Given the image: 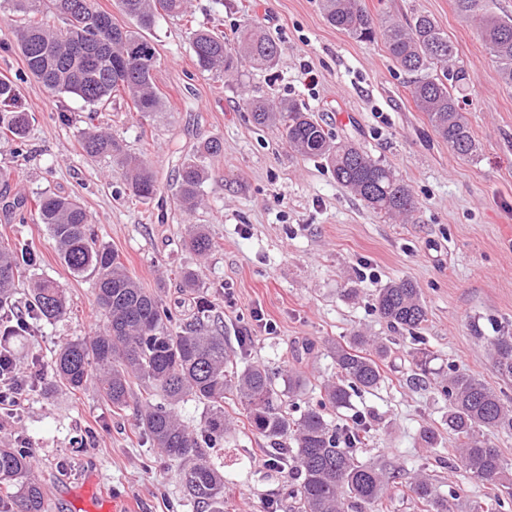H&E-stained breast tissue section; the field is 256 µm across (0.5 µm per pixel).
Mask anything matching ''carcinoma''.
Segmentation results:
<instances>
[{
    "instance_id": "1",
    "label": "carcinoma",
    "mask_w": 512,
    "mask_h": 512,
    "mask_svg": "<svg viewBox=\"0 0 512 512\" xmlns=\"http://www.w3.org/2000/svg\"><path fill=\"white\" fill-rule=\"evenodd\" d=\"M43 4L44 0H0V8L24 16L14 28L15 41L27 70L51 95H74L92 111L127 98L142 118L164 110L153 82L156 49L144 32L161 15L184 16L187 0H117L131 28L113 22L95 0H53L56 13L65 20V27L55 28L49 25ZM455 7L462 19L473 23L502 81L512 87V15L497 12L494 0H455ZM321 10L329 25L353 38L381 39L393 63L411 76L410 95L436 135L457 157L475 156L474 132L458 104L471 77L434 18L415 11L403 21H378L364 0H321ZM187 39L196 66L204 73L231 75L244 62L271 70L281 54L275 37L255 19L244 21L229 35L190 27ZM242 107L256 125L277 129L294 155L323 159L336 181L368 207L406 222L418 209L414 191L394 169L372 159L353 141L337 137L303 104L245 97ZM30 119L19 109L15 83L0 79V129L21 138ZM80 138L85 155L112 159L134 195H156L149 165L128 153L122 139L102 131L83 132ZM221 152V141L210 139L182 162L177 195L183 204L191 207L199 199L205 175L202 160ZM30 219L45 225L72 274L95 278V303L106 319L103 331L91 340L68 342L55 351L49 365L51 380L76 390L94 378L100 394L116 408L127 403L136 382L160 397L147 402L140 423L152 447L178 464L179 479L196 512H224V472L212 462V454L223 450L230 429L224 415L228 395L243 406L252 431L267 440L270 470L296 481L291 512H343L348 500L358 512H379L396 475L361 459L369 425L353 410L352 399L384 382L379 360L387 355L388 346L383 341L358 333L335 343L331 353L336 380L323 386L319 407L294 418L287 407L300 401L306 386L303 377L290 372L280 386L259 365L234 368L224 336L209 327L208 301H200L192 321H178L154 292L128 273L117 253L97 241L93 219L78 200L42 195L32 209L20 212L21 223ZM186 245L201 256L213 247L201 229L189 234ZM38 260L37 250L27 243H0L1 314L14 310L15 280ZM373 306L390 327L411 334L427 320L420 290L408 278L378 289ZM65 308L63 288L37 279L19 318L50 323L62 317ZM487 346L498 378L511 383L512 333L493 337ZM440 395L448 402L445 424L455 437L462 467L494 492L496 508H508L512 465L487 433L512 434V401L480 377L454 370L441 380ZM185 401L206 408L203 430L179 418L176 408ZM345 410L352 411L347 419H331V413ZM411 487L424 512H486L478 502L461 506L452 491L441 495L424 469ZM0 512H45V493L32 476L31 456L24 448L0 447Z\"/></svg>"
}]
</instances>
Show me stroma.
Wrapping results in <instances>:
<instances>
[{"instance_id": "35a3bbf8", "label": "stroma", "mask_w": 512, "mask_h": 512, "mask_svg": "<svg viewBox=\"0 0 512 512\" xmlns=\"http://www.w3.org/2000/svg\"><path fill=\"white\" fill-rule=\"evenodd\" d=\"M364 2L377 17L421 11L447 31L473 78L461 102L478 146L472 159L458 158L436 136L381 40L359 41L330 26L318 0H188L186 19H159L146 36L159 59L155 84L166 109L143 120L123 102L92 112L74 96L50 95L27 73L9 22L0 19V79L19 86L33 117L25 141L0 133V168L10 171L0 178V241L30 242L40 254L16 285L17 304H24L32 280L46 277L62 286L67 306L61 320L14 340L17 366L34 386L16 410L0 414V444L31 453L47 512H83L72 489L91 475L98 491L125 497L129 512L193 510L176 463L152 448L141 428L147 397L141 387L117 409L94 384L73 391L49 380L54 350L92 338L104 318L93 278L70 273L44 225L17 220L18 204L32 206L44 193L78 198L99 241L177 318H191L197 297L206 298L240 363L264 366L277 382L289 369L300 371L312 383L303 403L317 404L322 383L336 377L331 343L358 332L383 338L386 381L353 400L371 423L366 458L400 472L381 512H423L410 489L421 467L440 491H456L461 501L492 498L454 461L455 441L441 427L446 405L433 380L415 385L410 376L426 351L435 371L456 368L512 397V385L498 379L471 331L475 323L485 337L512 331V89L454 0ZM249 17L278 40L277 67L242 66L237 86L200 72L188 23L227 34ZM244 89L302 102L338 137L391 165L420 202L415 223L398 224L367 207L336 182L324 160L295 156L276 129L255 126L240 104ZM88 130L112 132L143 154L157 195L132 196L111 160L87 159L79 135ZM212 138L223 151L206 163L199 204L183 208L175 172ZM199 226L213 242L203 257L183 246ZM187 269L200 273L197 294L181 286ZM402 277L418 286L427 308L415 340L390 329L372 306L376 289ZM255 309L276 324L274 333L251 320ZM224 412L232 421L221 457L224 512H265L266 501L287 497L291 486L269 470L267 442L251 431L235 397L225 399ZM426 426L439 430L435 448L419 438Z\"/></svg>"}]
</instances>
